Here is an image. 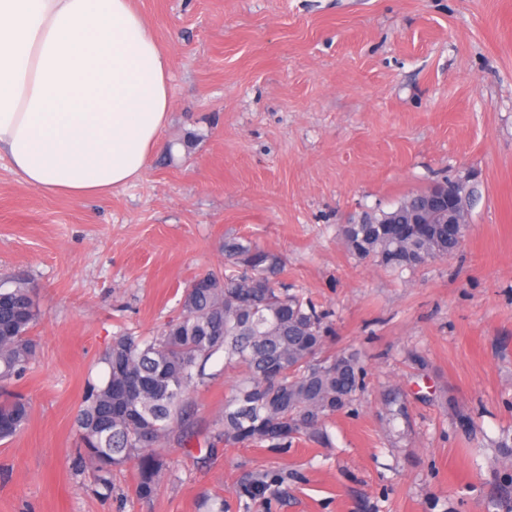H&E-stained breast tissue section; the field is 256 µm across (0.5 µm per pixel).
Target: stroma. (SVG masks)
Masks as SVG:
<instances>
[{
  "instance_id": "stroma-1",
  "label": "stroma",
  "mask_w": 512,
  "mask_h": 512,
  "mask_svg": "<svg viewBox=\"0 0 512 512\" xmlns=\"http://www.w3.org/2000/svg\"><path fill=\"white\" fill-rule=\"evenodd\" d=\"M170 60L164 151L85 200L46 195L0 159V284L29 282L30 406L0 441V512H512V0H134ZM475 193L447 260L402 276L338 235L446 176ZM238 237L329 311L365 390L321 439L225 444L215 359L164 444L157 494L133 468L96 491L75 420L121 333L157 334L198 274L236 273ZM403 409L391 417L388 399ZM267 470L265 498L236 490Z\"/></svg>"
}]
</instances>
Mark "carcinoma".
I'll return each instance as SVG.
<instances>
[{
	"mask_svg": "<svg viewBox=\"0 0 512 512\" xmlns=\"http://www.w3.org/2000/svg\"><path fill=\"white\" fill-rule=\"evenodd\" d=\"M433 191L400 200L408 213ZM383 210L365 213L372 224H343L348 252L400 275L446 260L457 250L467 224H382ZM227 260L243 267L235 276L210 271L188 290L182 313L150 338H112L102 362L105 378L90 385L76 420L81 457L95 485L112 492V472L136 464L135 494L150 499L165 469L160 451L183 416L187 396L210 379L216 356L242 369L224 398L222 436L231 445L288 447L294 438L314 439L363 389L364 368L354 352L329 353L328 313L288 293L278 276L277 254L239 238L224 243ZM39 310L24 282L0 285V440L27 424L29 403L10 389L37 357L31 331ZM280 375L268 376L271 365ZM279 482L263 473L243 481L241 497L261 499Z\"/></svg>",
	"mask_w": 512,
	"mask_h": 512,
	"instance_id": "obj_1",
	"label": "carcinoma"
}]
</instances>
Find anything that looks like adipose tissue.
I'll return each mask as SVG.
<instances>
[{
    "label": "adipose tissue",
    "instance_id": "adipose-tissue-1",
    "mask_svg": "<svg viewBox=\"0 0 512 512\" xmlns=\"http://www.w3.org/2000/svg\"><path fill=\"white\" fill-rule=\"evenodd\" d=\"M168 73L133 0H0V153L48 195L123 188L162 147Z\"/></svg>",
    "mask_w": 512,
    "mask_h": 512
}]
</instances>
